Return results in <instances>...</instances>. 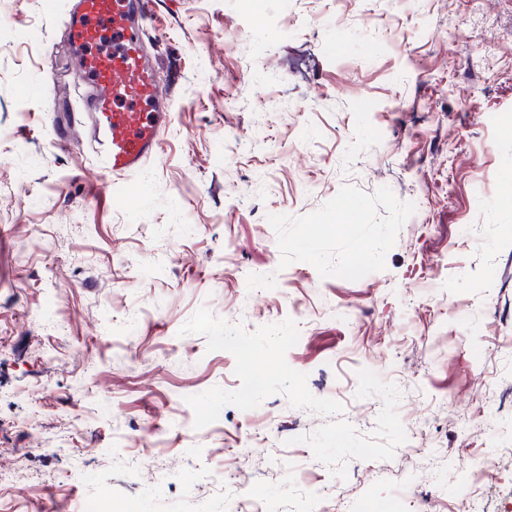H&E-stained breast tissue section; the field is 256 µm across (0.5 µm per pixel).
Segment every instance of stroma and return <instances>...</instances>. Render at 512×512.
I'll use <instances>...</instances> for the list:
<instances>
[{
	"mask_svg": "<svg viewBox=\"0 0 512 512\" xmlns=\"http://www.w3.org/2000/svg\"><path fill=\"white\" fill-rule=\"evenodd\" d=\"M151 2L126 201L68 0H0V512H512V0ZM502 466L495 460H485L471 465L469 474L481 484L492 485L496 483L501 474Z\"/></svg>",
	"mask_w": 512,
	"mask_h": 512,
	"instance_id": "1",
	"label": "stroma"
}]
</instances>
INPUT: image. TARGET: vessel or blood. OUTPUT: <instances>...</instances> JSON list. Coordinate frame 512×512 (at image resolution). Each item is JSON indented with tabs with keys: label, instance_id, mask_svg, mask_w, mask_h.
<instances>
[{
	"label": "vessel or blood",
	"instance_id": "obj_1",
	"mask_svg": "<svg viewBox=\"0 0 512 512\" xmlns=\"http://www.w3.org/2000/svg\"><path fill=\"white\" fill-rule=\"evenodd\" d=\"M148 0H71L65 17L77 57L84 123L103 188L128 181L158 153L172 109L146 42Z\"/></svg>",
	"mask_w": 512,
	"mask_h": 512
}]
</instances>
